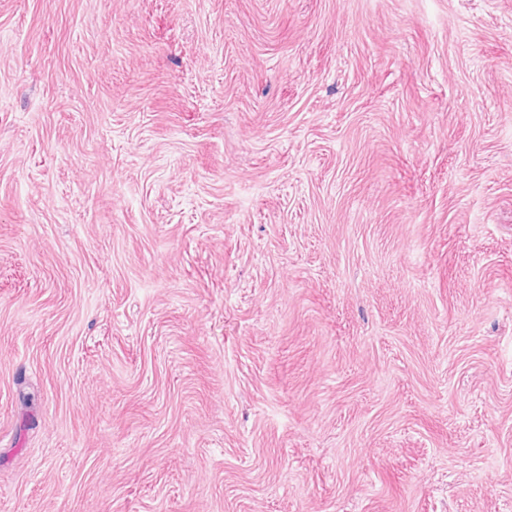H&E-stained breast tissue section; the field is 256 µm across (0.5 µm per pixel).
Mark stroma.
<instances>
[{
    "instance_id": "35a3bbf8",
    "label": "stroma",
    "mask_w": 512,
    "mask_h": 512,
    "mask_svg": "<svg viewBox=\"0 0 512 512\" xmlns=\"http://www.w3.org/2000/svg\"><path fill=\"white\" fill-rule=\"evenodd\" d=\"M0 512H512V0H0Z\"/></svg>"
}]
</instances>
